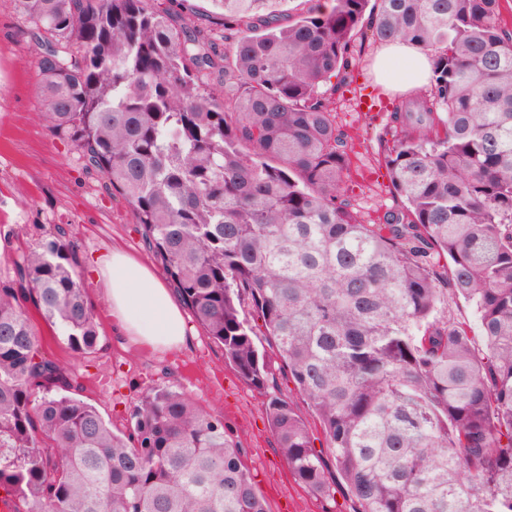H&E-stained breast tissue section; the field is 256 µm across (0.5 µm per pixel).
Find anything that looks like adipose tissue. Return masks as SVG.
Instances as JSON below:
<instances>
[{
    "mask_svg": "<svg viewBox=\"0 0 512 512\" xmlns=\"http://www.w3.org/2000/svg\"><path fill=\"white\" fill-rule=\"evenodd\" d=\"M431 53L404 41L381 45L375 54L374 71L396 94L424 95L430 84ZM408 62L407 73L396 63ZM93 274L110 286L112 314L126 335L153 347L181 346L186 337L184 313L174 292L156 270L130 253L115 249L96 260Z\"/></svg>",
    "mask_w": 512,
    "mask_h": 512,
    "instance_id": "adipose-tissue-1",
    "label": "adipose tissue"
}]
</instances>
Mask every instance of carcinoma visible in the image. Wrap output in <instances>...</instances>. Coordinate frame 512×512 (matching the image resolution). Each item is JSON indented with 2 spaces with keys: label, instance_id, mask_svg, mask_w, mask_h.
Wrapping results in <instances>:
<instances>
[{
  "label": "carcinoma",
  "instance_id": "obj_1",
  "mask_svg": "<svg viewBox=\"0 0 512 512\" xmlns=\"http://www.w3.org/2000/svg\"><path fill=\"white\" fill-rule=\"evenodd\" d=\"M212 2L224 24L206 34L157 0H10L38 48L52 137L128 202L193 321L264 390L273 368L241 317L251 306L319 426L317 438L269 396L295 482L332 500L339 476L355 512H512V30L500 0H326L286 25L271 0ZM366 34L434 54L429 93L388 113L378 137L400 202L372 222L347 195L355 137L323 91L347 79ZM78 248L59 227L0 277L10 512H269L223 415L156 386L114 430L80 397L83 374L44 351L30 304L73 352L100 351ZM460 298L479 332L451 313Z\"/></svg>",
  "mask_w": 512,
  "mask_h": 512
}]
</instances>
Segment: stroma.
<instances>
[{
    "label": "stroma",
    "instance_id": "35a3bbf8",
    "mask_svg": "<svg viewBox=\"0 0 512 512\" xmlns=\"http://www.w3.org/2000/svg\"><path fill=\"white\" fill-rule=\"evenodd\" d=\"M25 26L9 0H0V228L15 234L11 248L0 251V275L10 267L14 248L36 244L55 226H65L78 240L102 345L87 369L82 398L120 427L126 402L147 387L161 383L184 391L206 410L221 413L248 448V464L270 512H353L354 504L343 492H336L330 502L297 484L279 453L266 419L268 393L289 398L303 412L308 406L287 373L279 370L275 347L265 348L277 372L268 391L262 392L239 380L225 364L223 351L194 322L186 324L188 343L170 349L150 348L119 329L104 282L90 272L95 256L118 247L150 265L155 258L136 232L127 202L108 191L102 179L86 177L75 154L47 131L37 95L38 49L24 37ZM376 48L372 39H364L347 84L330 94L337 124L370 142L387 113L400 103L373 75ZM372 99L376 107L361 110V103ZM345 182L353 204L366 214H374L378 204L395 201L384 165L375 152L362 147L350 154Z\"/></svg>",
    "mask_w": 512,
    "mask_h": 512
}]
</instances>
